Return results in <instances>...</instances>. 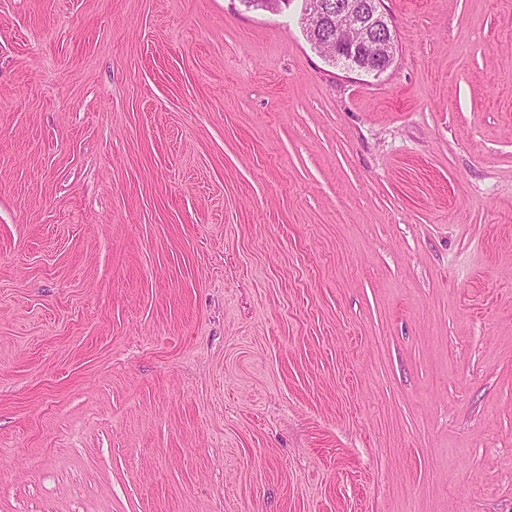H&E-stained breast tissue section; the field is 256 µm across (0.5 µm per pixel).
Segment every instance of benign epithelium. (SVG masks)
<instances>
[{"mask_svg": "<svg viewBox=\"0 0 512 512\" xmlns=\"http://www.w3.org/2000/svg\"><path fill=\"white\" fill-rule=\"evenodd\" d=\"M303 24L312 43L328 60L349 71L376 76L394 62L396 37L382 0H304Z\"/></svg>", "mask_w": 512, "mask_h": 512, "instance_id": "obj_1", "label": "benign epithelium"}]
</instances>
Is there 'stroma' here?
I'll return each instance as SVG.
<instances>
[{"label": "stroma", "instance_id": "35a3bbf8", "mask_svg": "<svg viewBox=\"0 0 512 512\" xmlns=\"http://www.w3.org/2000/svg\"><path fill=\"white\" fill-rule=\"evenodd\" d=\"M0 0V512H512V0ZM304 0L303 24L312 43L328 60L344 64L348 71L374 76L384 73L394 62L396 37L389 16L382 10V0ZM372 18L366 20V9ZM336 13L344 20L343 28H335ZM374 50L367 53L368 44Z\"/></svg>", "mask_w": 512, "mask_h": 512}]
</instances>
